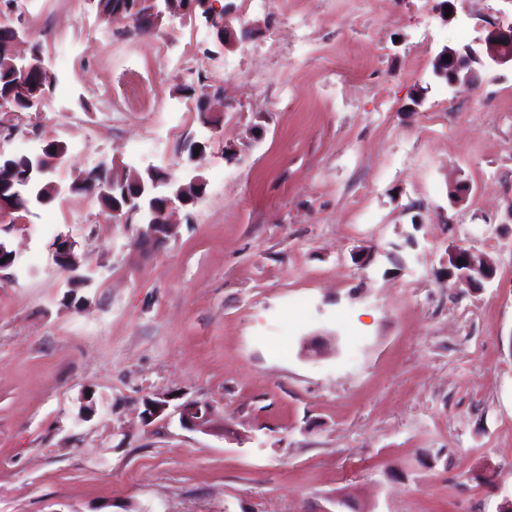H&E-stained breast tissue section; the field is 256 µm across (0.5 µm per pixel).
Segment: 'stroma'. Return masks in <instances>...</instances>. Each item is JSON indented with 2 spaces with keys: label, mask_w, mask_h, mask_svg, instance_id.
<instances>
[{
  "label": "stroma",
  "mask_w": 512,
  "mask_h": 512,
  "mask_svg": "<svg viewBox=\"0 0 512 512\" xmlns=\"http://www.w3.org/2000/svg\"><path fill=\"white\" fill-rule=\"evenodd\" d=\"M451 2L219 0V36L180 14L140 32L97 0H0L56 78L40 111L0 107V153L67 147L51 202L0 212L16 255L0 272V512L512 499V66L458 90L432 73L442 47L511 25L512 0ZM146 74L154 97L107 108L103 86ZM115 161L204 180L175 236L138 245L140 216L71 192ZM59 237L90 286L57 269ZM456 247L494 277L456 286ZM149 399L169 411L144 421ZM188 400L224 434L182 428Z\"/></svg>",
  "instance_id": "stroma-1"
}]
</instances>
